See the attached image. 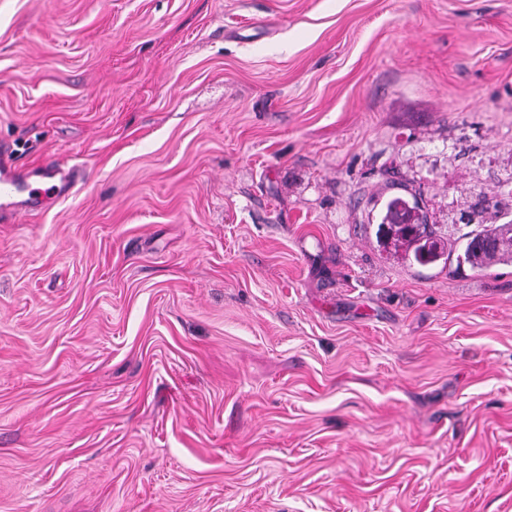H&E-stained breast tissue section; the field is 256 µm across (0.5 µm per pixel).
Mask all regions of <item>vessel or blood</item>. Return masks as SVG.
I'll use <instances>...</instances> for the list:
<instances>
[{"mask_svg": "<svg viewBox=\"0 0 512 512\" xmlns=\"http://www.w3.org/2000/svg\"><path fill=\"white\" fill-rule=\"evenodd\" d=\"M81 173L53 160L44 165L40 174L41 185L30 182L29 173L15 167L8 150H0V214L6 215L19 209L32 210L43 205L45 199L65 195L76 184Z\"/></svg>", "mask_w": 512, "mask_h": 512, "instance_id": "1", "label": "vessel or blood"}]
</instances>
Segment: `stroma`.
<instances>
[{
    "label": "stroma",
    "mask_w": 512,
    "mask_h": 512,
    "mask_svg": "<svg viewBox=\"0 0 512 512\" xmlns=\"http://www.w3.org/2000/svg\"><path fill=\"white\" fill-rule=\"evenodd\" d=\"M0 512H512V0H0ZM38 176L42 186H33L31 175L15 167L9 159V152L2 146L0 150V214L2 217L17 209L32 210L44 204L49 197L65 195L81 177L75 166L66 167L60 161L51 160ZM420 215L417 204L414 203L413 206H410L403 198L392 199L387 204L382 224H379L380 239L394 240L395 242L407 244L408 248L411 247L412 243H417L418 241L410 237L408 232L409 224L419 229L423 225L426 232L427 224H421ZM417 228L413 230V236L419 235ZM456 259L459 264L467 263L476 272H483L494 264L512 263L511 228L508 224H501L475 231Z\"/></svg>",
    "instance_id": "stroma-1"
}]
</instances>
